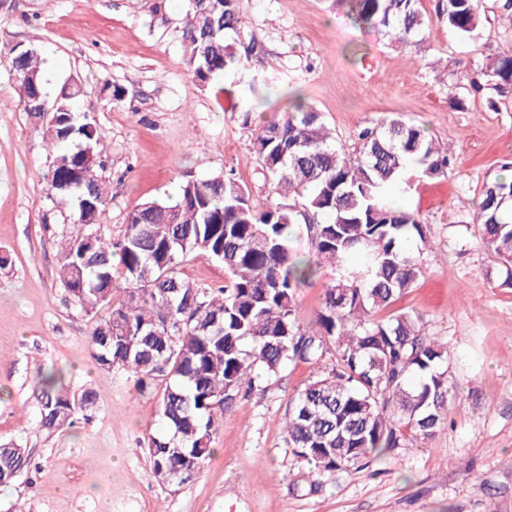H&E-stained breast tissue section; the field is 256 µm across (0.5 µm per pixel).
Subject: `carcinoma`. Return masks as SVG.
<instances>
[{"label": "carcinoma", "mask_w": 512, "mask_h": 512, "mask_svg": "<svg viewBox=\"0 0 512 512\" xmlns=\"http://www.w3.org/2000/svg\"><path fill=\"white\" fill-rule=\"evenodd\" d=\"M352 4L356 21L392 44L417 46L426 24L420 0H336ZM436 12L469 36L481 22L478 0H437ZM239 0H188L184 57L201 87L219 76L259 93L248 79L255 52L244 43ZM24 110L42 121L52 151L44 174L47 195L87 228L63 236L59 251L62 301L92 320L91 357L105 369L129 372L140 390L156 389L164 428L148 441L156 480L166 485L197 479L213 453L218 423L241 392L255 386V371L273 377L303 362L314 375L294 396L284 443L312 472L364 470L392 448L435 439L448 424L457 395L448 379V345L426 332L419 314L390 308L422 273L431 229L420 216L384 196L407 166L432 178L451 165L449 148L420 125L389 116L358 135L353 153L336 146L324 117L302 96L264 122L252 153L277 195L257 208L247 188L216 175L182 183L179 199L145 201L127 217L122 239L102 233L109 204L104 149L90 112L75 106L77 79L51 94L33 46L9 50ZM493 89L512 93V53L488 58ZM55 113V123L42 112ZM484 248L503 261L500 286L512 288V179L487 181L472 202ZM302 225L317 254L313 263L290 246ZM211 258L229 284L207 288L182 277L184 262ZM331 267L334 278L317 314V331L301 328L296 291ZM117 293L123 294L114 302ZM63 373L40 380L41 427L71 426L96 407L88 388L72 392ZM30 455L0 443V486L28 471Z\"/></svg>", "instance_id": "obj_1"}]
</instances>
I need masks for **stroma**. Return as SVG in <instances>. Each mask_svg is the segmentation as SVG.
Returning <instances> with one entry per match:
<instances>
[{
    "label": "stroma",
    "instance_id": "obj_1",
    "mask_svg": "<svg viewBox=\"0 0 512 512\" xmlns=\"http://www.w3.org/2000/svg\"><path fill=\"white\" fill-rule=\"evenodd\" d=\"M0 0V51L36 45L58 62L57 80L82 82L106 145L111 201L102 218L112 239L128 213L176 198L186 179L230 174L259 207L268 178L251 153L261 119L303 94L324 115L338 147L353 151L360 130L398 115L425 126L455 153L447 174L407 170L385 192L419 214L433 245L397 308L423 315L448 345L458 398L431 442L396 448L363 471L310 474L283 442L291 397L313 373L288 365L256 380L225 411L214 452L198 479L159 484L144 443L159 430L155 400L120 370L90 356L91 320L61 301L59 241L67 211L46 196L50 159L24 110L8 61L0 60V442L31 454V466L0 488V512H512V288L484 249L470 201L512 163V95L489 86L486 59L512 49V24L498 0H480L481 27L462 36L421 0L428 17L419 46L389 45L359 28L335 0H241L242 38L257 51L250 72L260 95L198 86L183 55V0ZM123 90L121 101L104 84ZM464 107H457V99ZM331 271L298 289L296 315L315 330ZM65 387L93 388L90 419L48 433L36 390L44 372Z\"/></svg>",
    "mask_w": 512,
    "mask_h": 512
}]
</instances>
